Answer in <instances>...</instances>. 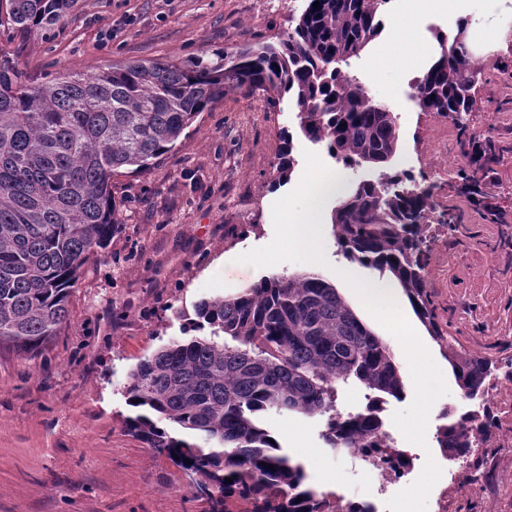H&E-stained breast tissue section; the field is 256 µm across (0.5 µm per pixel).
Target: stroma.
Here are the masks:
<instances>
[{"label": "stroma", "mask_w": 512, "mask_h": 512, "mask_svg": "<svg viewBox=\"0 0 512 512\" xmlns=\"http://www.w3.org/2000/svg\"><path fill=\"white\" fill-rule=\"evenodd\" d=\"M306 0H79L47 35L18 45L34 74L92 73L118 62L181 59L278 40ZM473 27L470 50L481 70L470 129L499 148L485 185L506 214L494 224L459 193L464 165L458 131L422 111L413 86L418 61L439 53L438 35L457 25L445 0H390L388 18L407 25L411 51L390 49L380 35L349 72L396 117L399 143L390 171L433 173L448 167L435 194L454 225L432 223L427 284L438 321L458 348L497 366L512 360V0H461ZM116 30L109 38L108 30ZM392 62L376 69L378 53ZM297 108L283 99L268 111L260 95L228 94L196 118L187 135L148 172L114 177L125 204L123 225L92 257L71 290L69 317L42 353L26 358L0 350V512H208L194 499L185 474L130 436L134 415L122 390L140 359L182 338V313L214 297L231 296L261 277L313 273L333 285L363 323L389 347L405 384L389 400L384 428L396 448L412 455L415 482L386 498V512H436L440 491L449 512H512V416H498L492 436L466 462L445 459L436 442L440 412L471 409L462 400L439 346L425 326L409 322L438 370L434 385L414 384L406 345L341 283L343 272L379 285L388 279L346 259L332 226H324L317 256L284 246L287 210H299L300 187L313 168L345 187L379 169L349 168L326 144L299 135ZM293 131L297 161L291 179L271 190L283 131ZM271 431L289 454L303 458L310 480L344 499L369 483L356 455L327 448L320 421L272 414Z\"/></svg>", "instance_id": "obj_1"}]
</instances>
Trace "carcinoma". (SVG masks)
<instances>
[{
    "mask_svg": "<svg viewBox=\"0 0 512 512\" xmlns=\"http://www.w3.org/2000/svg\"><path fill=\"white\" fill-rule=\"evenodd\" d=\"M319 2V8L313 3ZM78 0H5L0 27V348L37 354L68 320V298L91 256L122 225L112 178L143 172L170 151L210 104L230 92L259 94L274 109L284 97L298 109L299 130L324 142L346 166L388 163L398 127L390 109L341 68L360 57L384 29L389 0H308L294 28L278 42L259 41L210 60L112 63L86 75H35L21 67L17 37L51 29ZM466 27L438 37L439 58L417 80L424 112L456 124L467 168L463 192L482 203V184L497 159L493 140L468 130L480 71L465 42ZM275 165L274 186L291 179L293 134ZM435 184L426 176L382 173L339 197L336 242L346 258L388 274L439 346L460 395L478 409L450 417L436 442L450 461L490 439L495 417L486 357L456 348L439 325L426 267ZM209 335L175 340L141 359L129 374L126 402L137 413L125 429L182 471L210 512H327L328 495L307 483L304 463L283 451L264 422L271 412L324 418L330 448L364 455L391 448L381 413L405 385L394 356L341 297L314 274L264 276L238 294L202 300L183 331ZM357 383L366 403L337 409V385ZM166 421L168 427L158 425ZM191 463H184V459ZM233 479L228 483L225 478Z\"/></svg>",
    "mask_w": 512,
    "mask_h": 512,
    "instance_id": "carcinoma-1",
    "label": "carcinoma"
}]
</instances>
